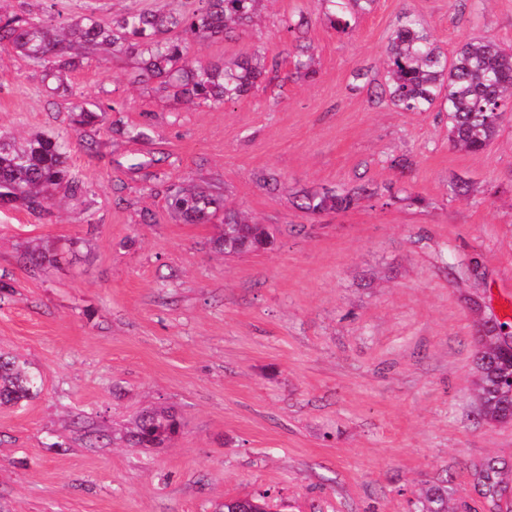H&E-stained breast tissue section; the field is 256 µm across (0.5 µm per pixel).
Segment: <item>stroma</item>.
<instances>
[{"label": "stroma", "mask_w": 512, "mask_h": 512, "mask_svg": "<svg viewBox=\"0 0 512 512\" xmlns=\"http://www.w3.org/2000/svg\"><path fill=\"white\" fill-rule=\"evenodd\" d=\"M185 4L0 0V14L52 28ZM408 10L447 52L487 38L512 51V0H377L346 33L322 0H260L253 27L191 40L183 59L230 65L265 48L267 82L222 108L140 81L124 51L60 79L0 52V136L66 138L87 184L44 217L0 207V353L42 376L36 398L0 406V512H218L262 492L278 512H410L443 474L449 504L512 512V486L495 507L474 483L486 458L512 465V426L478 417L474 385L480 319L512 318V116L468 154L446 113L381 97ZM302 16L303 38L284 32ZM61 84L86 107L114 105L93 142L55 111ZM133 125L147 140L118 134ZM271 173L282 189L264 186ZM182 182L271 225L275 247L216 251L220 225L170 210L166 188ZM362 186L346 211L293 204ZM46 239L69 253L30 269L22 253ZM151 407L179 432L129 446Z\"/></svg>", "instance_id": "stroma-1"}]
</instances>
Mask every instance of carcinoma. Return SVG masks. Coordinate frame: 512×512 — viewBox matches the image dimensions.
<instances>
[{
	"instance_id": "carcinoma-1",
	"label": "carcinoma",
	"mask_w": 512,
	"mask_h": 512,
	"mask_svg": "<svg viewBox=\"0 0 512 512\" xmlns=\"http://www.w3.org/2000/svg\"><path fill=\"white\" fill-rule=\"evenodd\" d=\"M259 0H193L191 8L171 13L132 10L100 22L90 13L73 29L83 51H73L64 38L50 34L40 22L0 15V50L16 49L34 65H49L50 72L77 70L89 63L102 45L119 46L141 57L142 76L161 78L188 99L213 105L233 103L248 93L265 72L261 53L233 67L216 65L179 69L189 41L199 35L222 39L235 30L252 25ZM376 0H325V21L345 33L358 15L368 13ZM383 92L405 112L448 113V137L452 145L470 154L481 152L499 133L503 115L512 112V56L493 40L465 42L453 57L438 44L429 28L413 12L403 13L395 24L386 48V82ZM100 115L77 102L67 111L77 122L91 126L106 118L116 107L98 106ZM70 144L52 135H37L24 143L0 139V200L16 203L27 211L44 215L54 196H77L85 184L72 176ZM172 208L186 224H205L219 209V200L205 192L169 188ZM358 197L334 190L302 195L298 208L311 214L326 210H347ZM225 229L213 241L216 250L239 255L266 249L275 237L265 224H250L231 211L224 212ZM32 267L51 265L56 247L35 246L26 257ZM512 336V322L484 321L478 326L475 382L478 415L489 422L512 423V352L499 345L500 332ZM41 375L13 355L0 354V405H21L37 396ZM179 422L165 409L143 413L129 433L128 442L154 447L176 433ZM504 467L489 459L475 470L483 494L497 502L507 487ZM271 501L266 494L237 499L224 505V512H267ZM412 512H451L448 488L432 485L420 493Z\"/></svg>"
}]
</instances>
